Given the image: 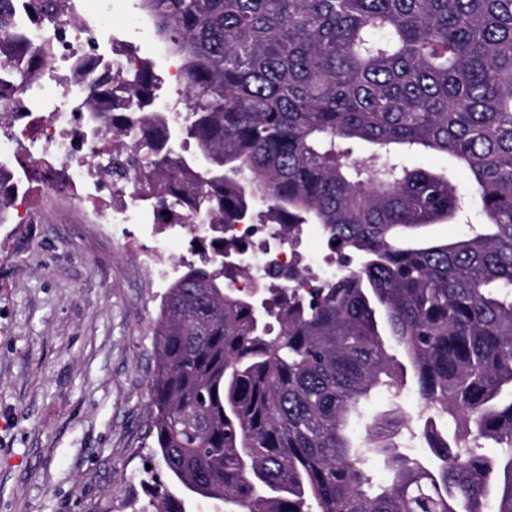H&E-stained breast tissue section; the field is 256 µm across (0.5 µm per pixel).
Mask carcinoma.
Here are the masks:
<instances>
[{
    "instance_id": "carcinoma-1",
    "label": "carcinoma",
    "mask_w": 512,
    "mask_h": 512,
    "mask_svg": "<svg viewBox=\"0 0 512 512\" xmlns=\"http://www.w3.org/2000/svg\"><path fill=\"white\" fill-rule=\"evenodd\" d=\"M69 0H0V66L30 86L45 52L14 27ZM185 60L188 112L167 130L125 76L140 129L111 123L156 208L183 202L224 226L317 224L344 259L299 296L273 273L263 298L224 287V250L166 289L150 385L167 481L142 512H512V0H143ZM372 145L352 158L349 143ZM428 150L464 167L483 222L457 238L448 175L409 166ZM397 346L403 355L391 353ZM415 381L422 460L394 410L349 426L377 389ZM493 443L500 453L482 452ZM388 477L379 481L372 463Z\"/></svg>"
}]
</instances>
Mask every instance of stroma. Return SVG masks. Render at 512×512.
<instances>
[{
    "instance_id": "stroma-1",
    "label": "stroma",
    "mask_w": 512,
    "mask_h": 512,
    "mask_svg": "<svg viewBox=\"0 0 512 512\" xmlns=\"http://www.w3.org/2000/svg\"><path fill=\"white\" fill-rule=\"evenodd\" d=\"M128 0L114 28L164 66L152 25ZM410 165L449 170L467 195V224L482 214L470 177L446 156ZM32 223L0 224V512H137L161 465L149 387L162 296L184 271L188 235L163 224L87 223L83 203L31 186ZM467 224H436L454 238ZM167 239L165 272L148 261Z\"/></svg>"
}]
</instances>
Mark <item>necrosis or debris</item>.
Here are the masks:
<instances>
[{
    "label": "necrosis or debris",
    "mask_w": 512,
    "mask_h": 512,
    "mask_svg": "<svg viewBox=\"0 0 512 512\" xmlns=\"http://www.w3.org/2000/svg\"><path fill=\"white\" fill-rule=\"evenodd\" d=\"M93 10H77L51 24H34L19 14L21 30L33 46L46 49V62L21 100L0 97V111L19 110L17 125L28 139L26 152H18L12 138L0 137V167L14 180L37 183L62 197H88L107 192L108 200L95 210L99 224H161L166 214L153 209L140 195L127 193L121 183L102 178L111 155L100 131L108 113L117 111L120 80L141 66L139 56L111 26L113 13L123 11L125 0H92ZM100 91L95 107L84 95ZM224 241L240 250L248 261L246 274L228 269L224 283L236 290L251 288L268 272L297 266L318 267L317 276L294 281L299 292L332 281L340 272L336 262L301 250V238L283 239L270 226L233 224Z\"/></svg>",
    "instance_id": "necrosis-or-debris-1"
}]
</instances>
